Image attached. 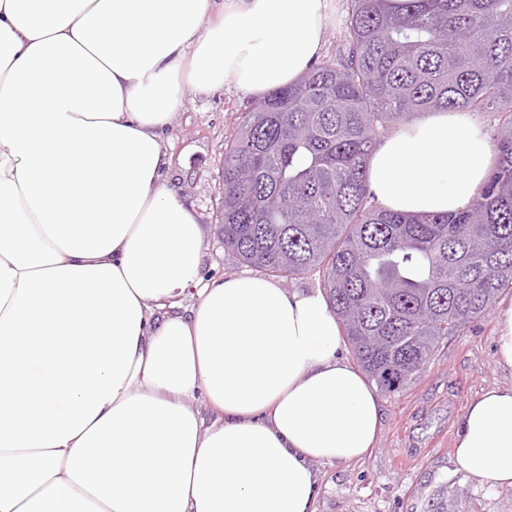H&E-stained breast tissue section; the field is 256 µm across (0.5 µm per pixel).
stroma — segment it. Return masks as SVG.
<instances>
[{
  "label": "stroma",
  "instance_id": "stroma-1",
  "mask_svg": "<svg viewBox=\"0 0 512 512\" xmlns=\"http://www.w3.org/2000/svg\"><path fill=\"white\" fill-rule=\"evenodd\" d=\"M253 100L226 88L208 94L186 89L163 141L174 156L167 182L203 229L200 269L208 278L247 270L225 251L215 215L224 147ZM501 380L489 317L449 339L401 392L381 394L380 430L366 459L317 463L315 512H427L429 498L452 480L468 488L475 512H512V487L479 488L455 460L468 404Z\"/></svg>",
  "mask_w": 512,
  "mask_h": 512
}]
</instances>
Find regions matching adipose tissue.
I'll return each mask as SVG.
<instances>
[{
  "label": "adipose tissue",
  "instance_id": "ef3b65f1",
  "mask_svg": "<svg viewBox=\"0 0 512 512\" xmlns=\"http://www.w3.org/2000/svg\"><path fill=\"white\" fill-rule=\"evenodd\" d=\"M335 10L0 0V512H314L313 462L373 447L379 397L324 295L202 280L201 227L164 182L183 85L288 86ZM493 160L473 113L436 112L382 140L369 189L454 214ZM455 458L512 487V381L469 403Z\"/></svg>",
  "mask_w": 512,
  "mask_h": 512
}]
</instances>
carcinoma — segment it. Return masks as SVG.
I'll use <instances>...</instances> for the list:
<instances>
[{"mask_svg": "<svg viewBox=\"0 0 512 512\" xmlns=\"http://www.w3.org/2000/svg\"><path fill=\"white\" fill-rule=\"evenodd\" d=\"M347 55L253 101L224 149V249L269 277L318 276L386 394L512 291V0H350ZM491 112L495 162L455 214L387 210L369 160L415 112ZM428 512H474L461 488Z\"/></svg>", "mask_w": 512, "mask_h": 512, "instance_id": "obj_1", "label": "carcinoma"}]
</instances>
